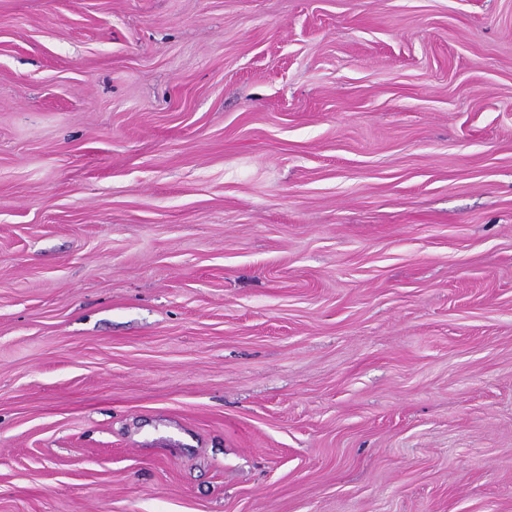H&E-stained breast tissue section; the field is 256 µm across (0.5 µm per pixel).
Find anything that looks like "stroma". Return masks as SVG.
Here are the masks:
<instances>
[{
    "mask_svg": "<svg viewBox=\"0 0 512 512\" xmlns=\"http://www.w3.org/2000/svg\"><path fill=\"white\" fill-rule=\"evenodd\" d=\"M0 512H512V0H0Z\"/></svg>",
    "mask_w": 512,
    "mask_h": 512,
    "instance_id": "stroma-1",
    "label": "stroma"
}]
</instances>
